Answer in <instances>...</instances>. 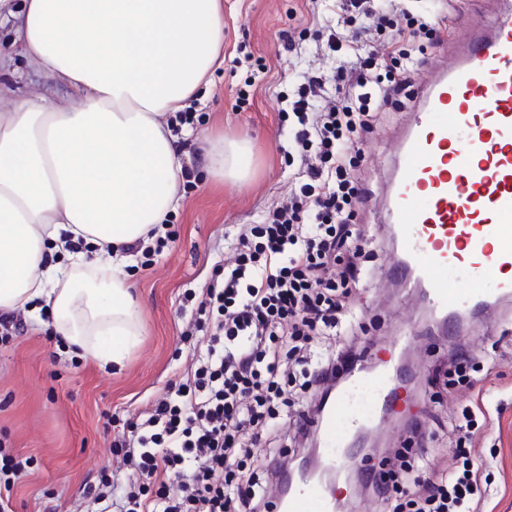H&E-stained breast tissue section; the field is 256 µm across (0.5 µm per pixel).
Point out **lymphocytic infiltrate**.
<instances>
[{"label": "lymphocytic infiltrate", "mask_w": 512, "mask_h": 512, "mask_svg": "<svg viewBox=\"0 0 512 512\" xmlns=\"http://www.w3.org/2000/svg\"><path fill=\"white\" fill-rule=\"evenodd\" d=\"M329 51L374 43L338 69L334 89L307 76L291 103L298 175L261 223L246 225L230 261L216 263L186 334L207 355L189 364L142 420L113 445L127 485L102 480L98 512H269L288 447L310 439V392H329L357 359L352 347L317 352L314 337L344 335L350 297L363 287L371 253L357 222L368 197L356 145L380 107L397 101L420 60L411 40H434L435 22L403 10L346 0ZM265 448L262 460L252 450ZM442 473L411 462L365 476L393 512H478L482 471L455 447Z\"/></svg>", "instance_id": "1"}]
</instances>
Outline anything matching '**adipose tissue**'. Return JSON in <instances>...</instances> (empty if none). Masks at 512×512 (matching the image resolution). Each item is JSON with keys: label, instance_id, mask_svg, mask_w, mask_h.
Instances as JSON below:
<instances>
[{"label": "adipose tissue", "instance_id": "adipose-tissue-1", "mask_svg": "<svg viewBox=\"0 0 512 512\" xmlns=\"http://www.w3.org/2000/svg\"><path fill=\"white\" fill-rule=\"evenodd\" d=\"M17 40L68 94L0 109V311L47 300L68 346L119 368L139 334L126 247L178 203L162 116L216 64L221 0H25Z\"/></svg>", "mask_w": 512, "mask_h": 512}]
</instances>
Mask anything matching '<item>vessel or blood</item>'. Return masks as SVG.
I'll list each match as a JSON object with an SVG mask.
<instances>
[{
  "mask_svg": "<svg viewBox=\"0 0 512 512\" xmlns=\"http://www.w3.org/2000/svg\"><path fill=\"white\" fill-rule=\"evenodd\" d=\"M468 25L457 49L431 59L419 104L395 146L396 172L382 188L385 218L398 242L386 272L407 298L425 302L460 335L463 319L512 299V0ZM410 337L397 336L375 369L348 366L313 418L324 462H355L352 434L381 428L408 404L394 363ZM333 491L295 475L277 512H333Z\"/></svg>",
  "mask_w": 512,
  "mask_h": 512,
  "instance_id": "1",
  "label": "vessel or blood"
}]
</instances>
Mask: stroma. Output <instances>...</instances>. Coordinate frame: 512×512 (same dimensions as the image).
<instances>
[{"label":"stroma","mask_w":512,"mask_h":512,"mask_svg":"<svg viewBox=\"0 0 512 512\" xmlns=\"http://www.w3.org/2000/svg\"><path fill=\"white\" fill-rule=\"evenodd\" d=\"M22 5L23 0H0L5 61L0 84L13 92L12 99H0L1 108L33 95L52 103L66 94L16 42L15 16ZM374 5L443 19L437 43L425 50L429 57L441 43L459 39L472 16L493 8L492 0H375ZM340 14L337 0H224V62L197 89L194 123L178 135L181 200L170 213L171 233L150 256L136 255L124 269L140 336L123 367L103 369L66 353L49 319L27 321L22 336L0 345V448L33 460L11 492L14 512H96L93 491L117 466L112 447L117 423L148 410L194 355L192 342L182 338L195 312L185 293L200 292L242 226L260 223L288 193L297 168L284 153L292 128L280 121L279 112L308 73L329 75L349 61L350 50L327 56L318 49L319 29L335 24ZM290 41L297 51H287ZM408 115L398 104L383 106L364 139L362 173L369 191H376L389 143ZM224 138L247 142V184L208 174L205 153ZM351 305L357 313L355 350L400 331L418 339L410 351L415 378L409 406L428 435L423 459L430 468L450 456L459 436L450 423L473 396L465 385L432 383L436 366L461 347L479 365L494 369L498 390L487 399L491 420L475 432L472 446L487 488L483 512H512V341L503 337L512 331V307L478 322L470 335L446 341L430 335V323L419 318L416 304L405 303L401 290L390 285L366 286Z\"/></svg>","instance_id":"1"}]
</instances>
